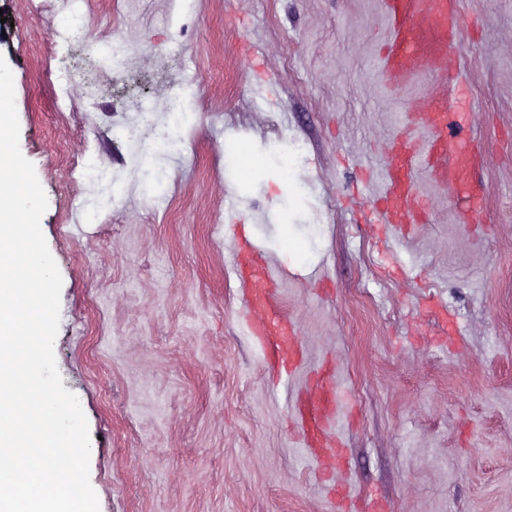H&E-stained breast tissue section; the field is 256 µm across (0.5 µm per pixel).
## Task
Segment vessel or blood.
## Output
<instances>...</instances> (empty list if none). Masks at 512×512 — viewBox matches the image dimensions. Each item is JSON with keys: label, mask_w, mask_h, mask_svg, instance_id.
Here are the masks:
<instances>
[{"label": "vessel or blood", "mask_w": 512, "mask_h": 512, "mask_svg": "<svg viewBox=\"0 0 512 512\" xmlns=\"http://www.w3.org/2000/svg\"><path fill=\"white\" fill-rule=\"evenodd\" d=\"M391 30L383 53L386 72L395 80L421 73H431L436 80L449 81L448 59L456 43L458 15L455 0H385ZM430 134L425 156H418L406 134H399L388 150L386 191L378 208L379 215L390 224H411L420 216L424 202L416 187V173L426 168L452 193L462 196V209L474 212L480 208L484 188L471 176L470 143L452 141L449 128L458 126L461 115L449 111L447 96L431 95L424 114ZM256 291L246 297L248 307L259 308L264 316L255 324L260 336L276 333L280 303L276 289L261 263L248 265ZM341 400L340 391L325 381H316L313 391L299 403L295 426L307 447L321 445L327 431V420Z\"/></svg>", "instance_id": "1"}]
</instances>
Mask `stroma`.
I'll use <instances>...</instances> for the list:
<instances>
[{
  "instance_id": "1",
  "label": "stroma",
  "mask_w": 512,
  "mask_h": 512,
  "mask_svg": "<svg viewBox=\"0 0 512 512\" xmlns=\"http://www.w3.org/2000/svg\"><path fill=\"white\" fill-rule=\"evenodd\" d=\"M457 9L448 102L485 204L465 214L421 169L411 226L371 202L399 132L426 151L407 116L434 79L389 81L381 0H0L99 512H336L340 483L352 512H512V0ZM241 149L261 167L241 173ZM283 224L306 271L282 256ZM245 236L298 328L283 376L243 301ZM320 373L343 394L334 478L293 429Z\"/></svg>"
}]
</instances>
